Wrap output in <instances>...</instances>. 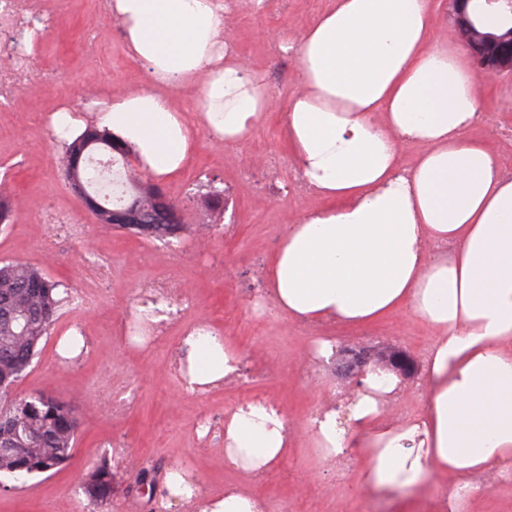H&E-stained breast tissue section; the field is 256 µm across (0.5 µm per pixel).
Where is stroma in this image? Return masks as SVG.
<instances>
[{
    "label": "stroma",
    "instance_id": "35a3bbf8",
    "mask_svg": "<svg viewBox=\"0 0 512 512\" xmlns=\"http://www.w3.org/2000/svg\"><path fill=\"white\" fill-rule=\"evenodd\" d=\"M329 4L268 0L265 10L257 12L250 0H238L228 39L242 63L261 77L272 109L248 137L225 146L210 139L192 97H176L193 128V157L165 185L187 226L182 242L174 245L97 224L64 177L52 113L146 82L142 64L130 57L111 16L97 0H64L54 32L30 47L28 79L9 105L0 107V180L9 185L14 209L12 224L0 229V261L41 268L58 282L64 303L58 323L14 392L42 391L66 401L79 428L68 465L20 480L0 477V512H84L80 480L104 458L112 467V498L96 512H153L149 497L138 490L140 470L154 472L163 489L168 473L186 463L210 499L237 486L264 498L268 512H361L362 447L349 449L336 470L323 461L307 429L312 408L325 402L328 388L354 389L355 377L337 362L325 371L311 367L314 338L307 323L280 314L274 305L262 312L254 305L255 297L267 294L269 265L286 225L322 204L315 195L280 190L295 175L285 110L299 83L294 59L281 54L279 42L297 36ZM88 29L96 33L91 54L83 42ZM479 92L485 117L470 128V137L512 156V76L481 75ZM50 205L73 211L86 225L91 244L46 223L44 211ZM90 247L110 258V277H97L87 268L84 254ZM161 270L193 293L195 317L213 318L243 365L263 369L265 379L227 385L201 397L169 378L179 327L147 347L115 335L113 324L136 306L139 286ZM76 290L93 294L95 305L74 309L70 296ZM76 322L86 354L77 366L66 367L58 345ZM322 332L340 346L362 341L380 355L405 352L416 371L403 378L394 407L402 419L422 412L426 383L421 368L434 338L430 328L401 311L367 326L330 323ZM127 380L138 385L137 401L126 414L112 415V388ZM257 399L284 412L292 435L287 455L262 482L224 461L227 415ZM203 413L214 421L204 436L196 429Z\"/></svg>",
    "mask_w": 512,
    "mask_h": 512
}]
</instances>
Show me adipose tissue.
Instances as JSON below:
<instances>
[{
  "label": "adipose tissue",
  "mask_w": 512,
  "mask_h": 512,
  "mask_svg": "<svg viewBox=\"0 0 512 512\" xmlns=\"http://www.w3.org/2000/svg\"><path fill=\"white\" fill-rule=\"evenodd\" d=\"M109 9L149 86L54 112L62 141L93 113L164 181L192 148L166 89L191 92L208 135L227 144L269 111L227 40L222 0H110ZM434 14L433 0H333L300 38L281 40L300 84L286 108L288 144L326 205L289 225L268 295L293 319L365 324L404 307L433 329L421 414L384 421L401 382L370 371L344 411L318 412L308 430L327 460L346 455L347 429L365 431L364 486L411 488L439 472L454 482L452 512H471L487 491L467 476H512V179L468 135L479 78L434 39ZM404 142L424 147L406 168ZM185 343L190 384L237 372L239 354L223 337ZM224 438L226 462L248 473L276 465L291 442L285 414L258 403L225 419ZM170 481L197 512H258L236 487L200 500L179 473Z\"/></svg>",
  "instance_id": "obj_1"
}]
</instances>
